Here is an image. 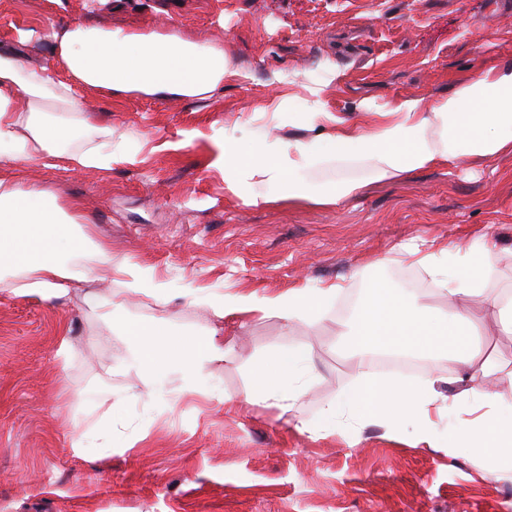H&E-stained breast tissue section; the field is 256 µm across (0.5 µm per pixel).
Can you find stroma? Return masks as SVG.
I'll return each instance as SVG.
<instances>
[{"label":"stroma","mask_w":512,"mask_h":512,"mask_svg":"<svg viewBox=\"0 0 512 512\" xmlns=\"http://www.w3.org/2000/svg\"><path fill=\"white\" fill-rule=\"evenodd\" d=\"M72 22L187 34L222 46L237 74L202 98L91 95L95 124L135 163L23 164L27 182L81 201L113 263L153 267L166 290L131 295L104 273L53 301L0 290V512H512L511 480L476 455L416 443L409 419L317 427L358 380L336 324L372 281L404 272L416 297L445 304L431 276L401 260L403 246L428 243L455 267L490 234L487 288H512V151L464 153L383 181L366 162L331 161L311 169L312 187L355 191L328 205L270 207L231 192L210 160L216 131L239 144L260 131L314 136L315 88L326 111L366 128L399 100L431 103L512 66V0H0V51L26 68L52 65L50 42L23 44L17 32ZM277 99L285 111H263ZM336 281L343 288L320 315L290 321L219 318L183 295L189 285L284 295ZM90 288L111 292L133 322L171 334L218 329L223 361L196 392H183L176 361L155 387L129 337L83 305ZM298 347L312 379L296 409L248 400L270 354Z\"/></svg>","instance_id":"obj_1"}]
</instances>
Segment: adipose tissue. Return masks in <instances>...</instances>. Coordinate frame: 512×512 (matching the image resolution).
I'll use <instances>...</instances> for the list:
<instances>
[{"instance_id": "adipose-tissue-1", "label": "adipose tissue", "mask_w": 512, "mask_h": 512, "mask_svg": "<svg viewBox=\"0 0 512 512\" xmlns=\"http://www.w3.org/2000/svg\"><path fill=\"white\" fill-rule=\"evenodd\" d=\"M18 39L49 41L57 66L27 69L14 54L0 52V287L21 296L60 299L68 295L71 283L89 281L103 270L122 276L130 294L157 295L163 286L151 268L113 265L111 247L91 233L78 200H63L49 187L27 184L18 168L30 160L48 164L57 159L78 168L109 166L112 155L102 147L77 146L94 128L84 90L111 98L209 95L231 74L223 48L177 32L143 33L80 23L25 29L19 31ZM59 68L68 73V81L57 80ZM307 115L319 132L306 140L258 139L245 148L216 140L212 164L223 168L228 189L253 206L286 200L333 204L352 187L343 184L312 192L308 171L314 164L363 159L371 163L375 180L382 181L455 159L464 144L476 154L495 155L512 147V69L490 68L429 105L418 99L402 100L380 113L367 129L324 111L317 100ZM435 127L441 130V140L430 136ZM259 181L265 183L266 192L254 191ZM478 249V258L469 259L456 273L439 266L427 247L416 245L405 251L406 258L439 283L443 297L453 306L449 312L411 300L406 289L372 284L354 322L337 339L349 349L360 380L340 391L335 403L324 410V430L407 415L416 424L417 441L437 447L431 420L442 409L437 377L389 385L371 376L367 367L370 356L378 352L445 355L460 367L456 380L462 388L453 400L472 415L469 427L448 440V456L466 449L480 454L492 470L512 475V400L477 391L472 385L478 376L499 377L507 364L482 357L476 341L479 326L456 307L463 299L482 298L501 328L512 333V295L490 294L484 288L492 273L495 244L484 237ZM340 289L334 283L311 290L293 288L278 296L253 291L217 297L188 287L184 294L208 304L220 318L261 313L290 320L319 315ZM84 302L113 330L129 336L135 359L146 374L165 375L167 343L161 330L120 319L111 296L89 292ZM181 345L182 388L190 391L212 363L223 360L224 344L209 332L188 335ZM308 361L309 354L302 348L274 354L268 369L259 371L252 397L273 399L283 410H292L308 390Z\"/></svg>"}]
</instances>
